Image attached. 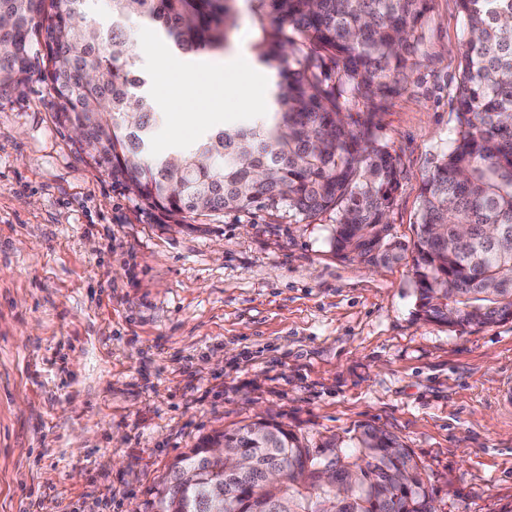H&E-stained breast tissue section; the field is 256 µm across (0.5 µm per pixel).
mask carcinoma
<instances>
[{
  "mask_svg": "<svg viewBox=\"0 0 512 512\" xmlns=\"http://www.w3.org/2000/svg\"><path fill=\"white\" fill-rule=\"evenodd\" d=\"M87 0H0V92L20 91L43 47L56 118L83 132L88 158L175 223L203 211L273 208L335 215L333 249L379 266L401 258L386 215L398 159L375 138V99L393 92L428 0H248L256 60L273 67L274 111L224 123L194 146L155 156L164 115L139 92L121 20L148 22L179 53L227 48L239 0H110L116 22L89 23ZM456 136L421 194L413 242L416 315L450 328L512 319V0H458ZM362 106L357 119L350 108ZM227 448L240 465L208 458ZM337 468L327 483L318 466ZM425 467L368 423L311 448L273 418L215 430L170 469L158 512H431Z\"/></svg>",
  "mask_w": 512,
  "mask_h": 512,
  "instance_id": "1",
  "label": "carcinoma"
}]
</instances>
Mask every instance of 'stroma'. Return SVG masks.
Masks as SVG:
<instances>
[{
    "label": "stroma",
    "instance_id": "obj_1",
    "mask_svg": "<svg viewBox=\"0 0 512 512\" xmlns=\"http://www.w3.org/2000/svg\"><path fill=\"white\" fill-rule=\"evenodd\" d=\"M214 70L251 64L242 9ZM142 93L193 58L134 22ZM411 71L376 109L397 157L391 234L407 250L372 267L336 256L335 216L146 208L56 120L33 72L0 95V512H157L172 463L215 430L276 418L318 443L360 423L411 448L437 512H512V320L456 331L417 319L420 193L455 133L457 0H429ZM245 122L255 81L204 83Z\"/></svg>",
    "mask_w": 512,
    "mask_h": 512
}]
</instances>
